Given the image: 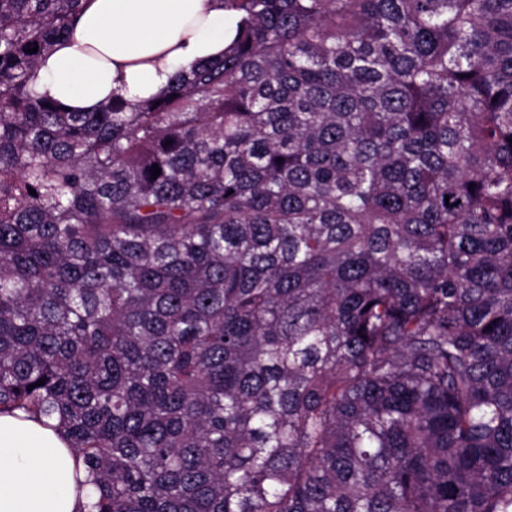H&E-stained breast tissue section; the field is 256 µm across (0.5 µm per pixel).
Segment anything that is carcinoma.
Segmentation results:
<instances>
[{
	"instance_id": "cac0c4a2",
	"label": "carcinoma",
	"mask_w": 512,
	"mask_h": 512,
	"mask_svg": "<svg viewBox=\"0 0 512 512\" xmlns=\"http://www.w3.org/2000/svg\"><path fill=\"white\" fill-rule=\"evenodd\" d=\"M225 4L68 112L83 0H0V413L89 512H512V0Z\"/></svg>"
}]
</instances>
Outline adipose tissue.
Wrapping results in <instances>:
<instances>
[{"mask_svg": "<svg viewBox=\"0 0 512 512\" xmlns=\"http://www.w3.org/2000/svg\"><path fill=\"white\" fill-rule=\"evenodd\" d=\"M239 12L224 0H87L72 33L39 68L38 90L81 111L111 93L130 106L164 91L176 71L218 58ZM79 462L52 421L0 414V512H84Z\"/></svg>", "mask_w": 512, "mask_h": 512, "instance_id": "ef3b65f1", "label": "adipose tissue"}]
</instances>
